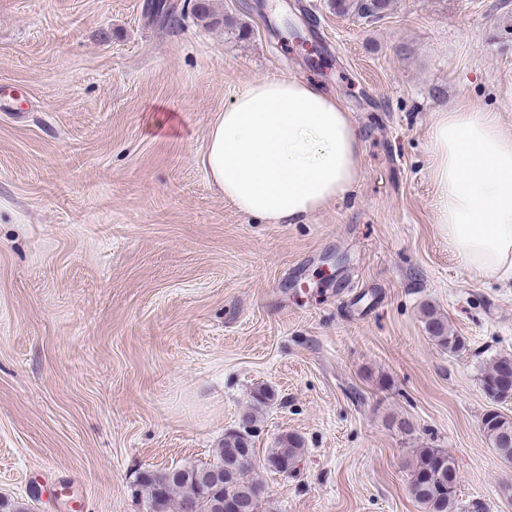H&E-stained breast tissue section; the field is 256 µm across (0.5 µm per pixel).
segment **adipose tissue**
Masks as SVG:
<instances>
[{
	"mask_svg": "<svg viewBox=\"0 0 512 512\" xmlns=\"http://www.w3.org/2000/svg\"><path fill=\"white\" fill-rule=\"evenodd\" d=\"M360 127L319 84L297 78L248 85L206 133L201 163L239 211L302 224L363 177ZM430 178L443 236L468 269L512 273V133L463 101L433 119Z\"/></svg>",
	"mask_w": 512,
	"mask_h": 512,
	"instance_id": "ef3b65f1",
	"label": "adipose tissue"
}]
</instances>
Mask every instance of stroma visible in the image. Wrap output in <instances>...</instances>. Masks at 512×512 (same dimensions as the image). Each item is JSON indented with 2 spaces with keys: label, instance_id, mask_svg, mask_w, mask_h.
<instances>
[{
  "label": "stroma",
  "instance_id": "1",
  "mask_svg": "<svg viewBox=\"0 0 512 512\" xmlns=\"http://www.w3.org/2000/svg\"><path fill=\"white\" fill-rule=\"evenodd\" d=\"M0 0V497L34 512H145L140 476L212 462L260 385L261 512H422L418 449L458 512H512L482 429V374L512 356V276L467 270L434 222V113L468 100L512 131V0ZM302 29L316 48L292 40ZM354 112L361 183L304 224L225 201L214 117L268 78ZM434 308L466 341L451 354ZM304 441L271 471L278 437ZM70 497H63L61 484ZM336 12L354 14L362 19L375 18L388 9L390 0H331ZM424 314L426 317V327L431 338L443 347L448 348L449 352H457L462 349L464 343L461 337L451 333L447 323L440 315L432 309L426 310ZM303 451L302 438L293 432L283 433L277 440L276 447L267 456V465L276 472L295 470ZM457 474L453 458L421 448L412 464L409 492L424 512H456Z\"/></svg>",
  "mask_w": 512,
  "mask_h": 512
}]
</instances>
